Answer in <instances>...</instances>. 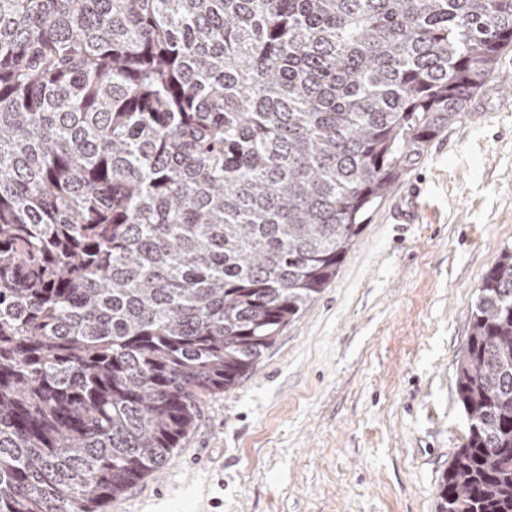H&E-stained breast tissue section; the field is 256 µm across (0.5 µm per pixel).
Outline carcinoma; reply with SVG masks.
<instances>
[{"label":"carcinoma","instance_id":"carcinoma-1","mask_svg":"<svg viewBox=\"0 0 512 512\" xmlns=\"http://www.w3.org/2000/svg\"><path fill=\"white\" fill-rule=\"evenodd\" d=\"M512 0H0V512H105L336 276ZM438 512H512V248Z\"/></svg>","mask_w":512,"mask_h":512}]
</instances>
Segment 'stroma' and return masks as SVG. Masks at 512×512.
<instances>
[{
    "label": "stroma",
    "mask_w": 512,
    "mask_h": 512,
    "mask_svg": "<svg viewBox=\"0 0 512 512\" xmlns=\"http://www.w3.org/2000/svg\"><path fill=\"white\" fill-rule=\"evenodd\" d=\"M512 50L394 185L335 278L119 512H437L455 362L512 246ZM418 189L416 224L394 221Z\"/></svg>",
    "instance_id": "35a3bbf8"
}]
</instances>
